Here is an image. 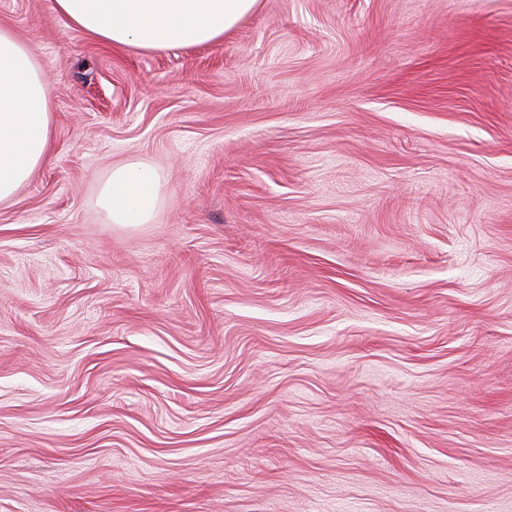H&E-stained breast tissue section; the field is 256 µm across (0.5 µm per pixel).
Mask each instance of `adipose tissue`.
Listing matches in <instances>:
<instances>
[{"mask_svg": "<svg viewBox=\"0 0 512 512\" xmlns=\"http://www.w3.org/2000/svg\"><path fill=\"white\" fill-rule=\"evenodd\" d=\"M258 0H56L71 24L114 46L145 51L221 41ZM52 83L27 46L0 26V203L44 163L52 132ZM162 181L152 166L113 167L97 199L107 223H150Z\"/></svg>", "mask_w": 512, "mask_h": 512, "instance_id": "obj_1", "label": "adipose tissue"}]
</instances>
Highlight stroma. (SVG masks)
<instances>
[{
	"mask_svg": "<svg viewBox=\"0 0 512 512\" xmlns=\"http://www.w3.org/2000/svg\"><path fill=\"white\" fill-rule=\"evenodd\" d=\"M50 77L0 203V512H512V0H259ZM162 178L107 223L113 166ZM162 181L152 166L130 162L112 167L97 199L107 223L136 226L152 221L160 203Z\"/></svg>",
	"mask_w": 512,
	"mask_h": 512,
	"instance_id": "obj_1",
	"label": "stroma"
}]
</instances>
